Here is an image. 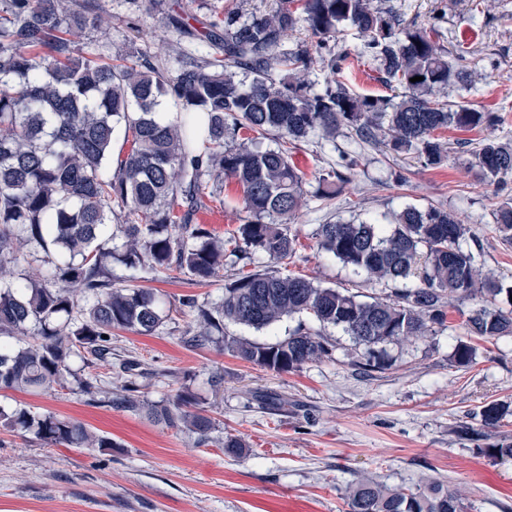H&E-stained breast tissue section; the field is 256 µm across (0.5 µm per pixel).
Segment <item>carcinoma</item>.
Here are the masks:
<instances>
[{"label": "carcinoma", "mask_w": 512, "mask_h": 512, "mask_svg": "<svg viewBox=\"0 0 512 512\" xmlns=\"http://www.w3.org/2000/svg\"><path fill=\"white\" fill-rule=\"evenodd\" d=\"M401 14L372 0H278L268 14L241 20L224 10V24L206 21L194 36L214 57L191 62L174 79L145 59L111 62L83 56L71 35L99 28L93 0H0V389L35 393L63 388L74 358L112 365V332L153 333L167 314L151 288L119 285L112 264L122 263L133 282L144 274H189L209 282L224 270L226 254L256 252L278 261L295 251L289 224L312 196L324 203L349 181L338 170L306 190L288 145L311 135L326 141L342 130L397 155L414 154L427 167L447 157L441 134L473 131L501 121L496 112L450 99L468 92L473 71L421 27L401 28ZM354 31L356 58L375 65L398 97L358 94L347 85L349 53L313 57L304 43L284 47L301 30L325 44L343 27ZM321 63L325 88L311 92L297 78ZM422 76L424 80L411 82ZM172 98L190 113L163 116ZM274 135L276 148L262 147ZM124 155L112 163L114 142ZM481 181L506 190L512 179V140L480 144L473 152ZM242 192L248 220L227 238L215 236L193 214L204 198H219L224 180ZM497 230L512 241V198L493 212ZM469 225L444 207L405 206L389 225L373 220L321 224L320 251L368 281L400 282L392 295L361 300L346 289L324 287L303 276L265 270L224 285L221 302L206 309L192 296L180 305L197 310L188 342L204 345L230 321L260 331L307 314L302 324L271 343L232 337L224 341L239 358L277 373L297 371L328 358L333 327L362 348L357 367L385 369L379 346L421 340L446 326L454 303L475 300L456 341L453 360L473 363L472 337L512 336V288L483 274L461 243ZM107 403L146 409L154 419L183 427L205 441L215 422L190 411L193 396L179 391L145 405L137 387ZM262 410L288 400L250 393ZM507 407L489 403L479 412L481 429L459 426L480 440L499 426ZM0 426L29 433L48 447L112 449V438L84 423L27 408H0ZM477 451L512 458L504 439ZM349 512H460L455 491L430 476L412 487H390L371 475L346 489Z\"/></svg>", "instance_id": "cac0c4a2"}]
</instances>
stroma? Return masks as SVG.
<instances>
[{
  "mask_svg": "<svg viewBox=\"0 0 512 512\" xmlns=\"http://www.w3.org/2000/svg\"><path fill=\"white\" fill-rule=\"evenodd\" d=\"M232 0H166L163 9L150 0H95L105 23L101 30L76 33L81 53L111 60L133 53L176 76L194 50L188 39L172 42L170 15L188 12L202 19L223 16ZM399 9L405 23L437 27L448 52L464 50L470 67L483 77L464 95L475 107L497 112V125L472 132L446 131L453 148L437 167L395 155L383 146H357L347 133L329 144L312 136L293 152L309 185L334 169L341 156L358 165L330 205L308 200L291 226L298 235L296 253L274 263L263 255L240 260L228 256L216 281L197 283L188 276L156 273L148 285L170 309L155 333L116 331L112 368L74 361L79 379H99L103 389L121 393L135 381L142 399L154 403L189 388L197 409L214 419L212 443L200 445L194 434L131 412L90 401L77 383L33 394L0 390V406L26 407L84 422L112 438L109 451L47 447L30 434L0 428V512H348L344 490L363 473L385 483L412 485L433 475L461 496V512H512V458L479 454L457 428L479 426L482 406H508L491 442L512 439V337L477 338L476 359L460 367L451 353L464 330L459 318L426 340L384 345L385 370L363 374L355 363L361 351L335 328L331 359L278 374L245 362L225 349L224 336L272 342L294 329L286 319L255 332L225 323L203 347L188 344L194 314L181 308L183 296L211 305L241 269H272L302 275L321 285L383 297L390 282H364L339 260L319 257L316 230L329 221L378 220L413 205L444 206L469 224L473 253L483 271L512 286V243L502 240L493 212L504 194L480 182L474 156L461 141L512 139V0H374ZM224 377L213 389V375ZM251 391L287 398L288 412L248 405ZM242 440L240 454L225 453L221 442Z\"/></svg>",
  "mask_w": 512,
  "mask_h": 512,
  "instance_id": "35a3bbf8",
  "label": "stroma"
}]
</instances>
